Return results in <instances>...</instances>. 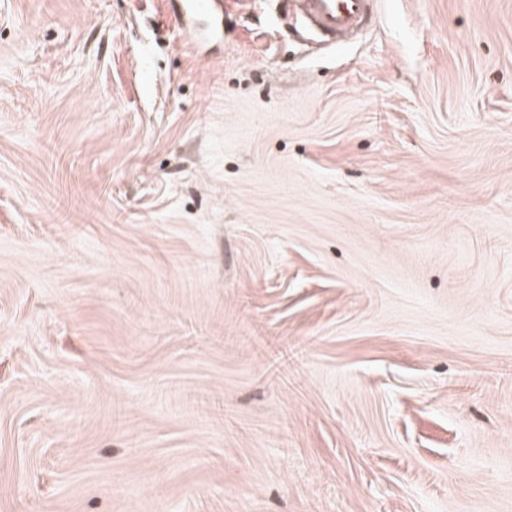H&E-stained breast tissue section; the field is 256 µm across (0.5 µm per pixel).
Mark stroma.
<instances>
[{
    "mask_svg": "<svg viewBox=\"0 0 512 512\" xmlns=\"http://www.w3.org/2000/svg\"><path fill=\"white\" fill-rule=\"evenodd\" d=\"M0 0V512H512V0ZM376 0H282V13L293 14L318 39L342 44L364 30L376 15Z\"/></svg>",
    "mask_w": 512,
    "mask_h": 512,
    "instance_id": "35a3bbf8",
    "label": "stroma"
}]
</instances>
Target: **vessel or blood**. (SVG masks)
<instances>
[{
	"label": "vessel or blood",
	"mask_w": 512,
	"mask_h": 512,
	"mask_svg": "<svg viewBox=\"0 0 512 512\" xmlns=\"http://www.w3.org/2000/svg\"><path fill=\"white\" fill-rule=\"evenodd\" d=\"M376 0H281L283 13L293 14L318 39L341 44L367 27L376 15Z\"/></svg>",
	"instance_id": "b4317fda"
}]
</instances>
